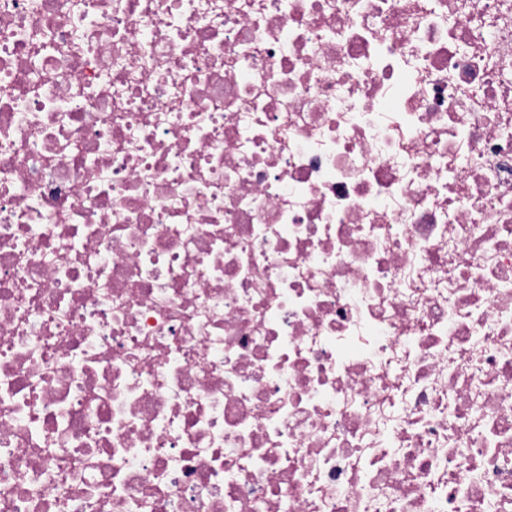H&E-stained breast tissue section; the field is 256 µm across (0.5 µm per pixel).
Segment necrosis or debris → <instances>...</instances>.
Segmentation results:
<instances>
[{
  "label": "necrosis or debris",
  "mask_w": 512,
  "mask_h": 512,
  "mask_svg": "<svg viewBox=\"0 0 512 512\" xmlns=\"http://www.w3.org/2000/svg\"><path fill=\"white\" fill-rule=\"evenodd\" d=\"M0 512H512V0H0Z\"/></svg>",
  "instance_id": "1"
}]
</instances>
